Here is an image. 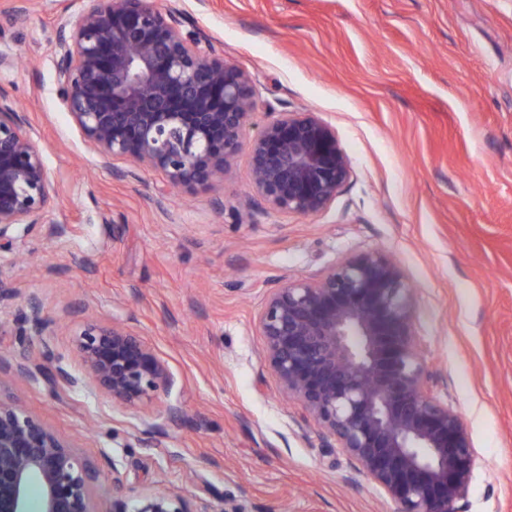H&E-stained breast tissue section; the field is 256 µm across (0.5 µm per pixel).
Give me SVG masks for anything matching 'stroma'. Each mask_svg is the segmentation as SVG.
Instances as JSON below:
<instances>
[{"label": "stroma", "instance_id": "stroma-1", "mask_svg": "<svg viewBox=\"0 0 512 512\" xmlns=\"http://www.w3.org/2000/svg\"><path fill=\"white\" fill-rule=\"evenodd\" d=\"M252 77L268 111L317 112L352 166L326 210L268 212L246 159L213 187L104 167L55 92L58 22L79 0H0V89L27 112L50 172L57 233L38 224L0 251V274L37 294L45 335L0 310V399L99 472L97 512L125 491L178 486L210 512H391L393 505L287 399L257 326L275 277L381 250L413 290L412 322L437 395L472 440L464 512H512V0H154ZM223 196V210L211 204ZM137 330L173 373L136 407L18 377L10 355L80 367L86 322ZM178 406L173 418L169 406Z\"/></svg>", "mask_w": 512, "mask_h": 512}]
</instances>
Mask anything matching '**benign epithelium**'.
<instances>
[{"instance_id": "1", "label": "benign epithelium", "mask_w": 512, "mask_h": 512, "mask_svg": "<svg viewBox=\"0 0 512 512\" xmlns=\"http://www.w3.org/2000/svg\"><path fill=\"white\" fill-rule=\"evenodd\" d=\"M58 97L104 164L160 171L172 188L208 186L246 155L252 188L270 212L313 216L349 180L350 159L316 112H271L252 137L258 91L209 40L186 33L152 0H81L54 45ZM51 178L25 110L0 89V249L46 223ZM412 288L379 250L347 255L300 279L270 281L258 326L264 358L288 398L396 504L394 512H461L474 448L438 399L411 314ZM21 300L25 335L47 319L34 293L0 275V308ZM82 371L46 372L27 355L18 372L136 406L175 379L141 335L121 322L87 323ZM94 465L36 417L0 401V512H96ZM112 512H209L174 490L127 494L112 465Z\"/></svg>"}]
</instances>
